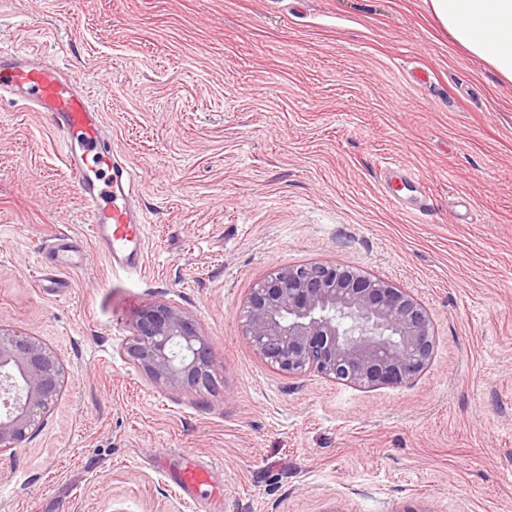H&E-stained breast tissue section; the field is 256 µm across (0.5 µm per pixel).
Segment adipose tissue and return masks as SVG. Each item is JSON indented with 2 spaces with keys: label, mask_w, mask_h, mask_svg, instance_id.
I'll return each mask as SVG.
<instances>
[{
  "label": "adipose tissue",
  "mask_w": 512,
  "mask_h": 512,
  "mask_svg": "<svg viewBox=\"0 0 512 512\" xmlns=\"http://www.w3.org/2000/svg\"><path fill=\"white\" fill-rule=\"evenodd\" d=\"M454 43L512 83V0H425Z\"/></svg>",
  "instance_id": "1"
}]
</instances>
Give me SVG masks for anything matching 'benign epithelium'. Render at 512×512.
<instances>
[{
    "mask_svg": "<svg viewBox=\"0 0 512 512\" xmlns=\"http://www.w3.org/2000/svg\"><path fill=\"white\" fill-rule=\"evenodd\" d=\"M243 328L271 367L310 371L361 389L399 386L433 359L436 336L410 293L354 266H283L257 282ZM123 352L161 387L185 394L215 384L211 343L184 310L150 304ZM66 367L39 337L0 325V457L14 454L63 394Z\"/></svg>",
    "mask_w": 512,
    "mask_h": 512,
    "instance_id": "benign-epithelium-1",
    "label": "benign epithelium"
}]
</instances>
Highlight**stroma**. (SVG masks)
Instances as JSON below:
<instances>
[{
  "label": "stroma",
  "instance_id": "35a3bbf8",
  "mask_svg": "<svg viewBox=\"0 0 512 512\" xmlns=\"http://www.w3.org/2000/svg\"><path fill=\"white\" fill-rule=\"evenodd\" d=\"M0 48L76 80L146 217L140 272L113 271L53 122L0 96V323L70 372L0 460V512H512V84L425 0H0ZM385 156L423 175L424 222ZM316 262L426 307L421 375L363 390L259 357L251 288ZM158 302L208 336L213 389L122 355ZM191 461L210 490L178 488Z\"/></svg>",
  "mask_w": 512,
  "mask_h": 512
}]
</instances>
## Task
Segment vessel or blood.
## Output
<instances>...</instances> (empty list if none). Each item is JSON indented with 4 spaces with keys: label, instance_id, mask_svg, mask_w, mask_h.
<instances>
[{
    "label": "vessel or blood",
    "instance_id": "obj_1",
    "mask_svg": "<svg viewBox=\"0 0 512 512\" xmlns=\"http://www.w3.org/2000/svg\"><path fill=\"white\" fill-rule=\"evenodd\" d=\"M17 92L32 111L46 113L69 145L66 162L89 216L92 237L113 271L134 273L143 262L144 218L134 196L137 172L106 149L102 122L87 98L59 69L28 51L0 50V92Z\"/></svg>",
    "mask_w": 512,
    "mask_h": 512
}]
</instances>
